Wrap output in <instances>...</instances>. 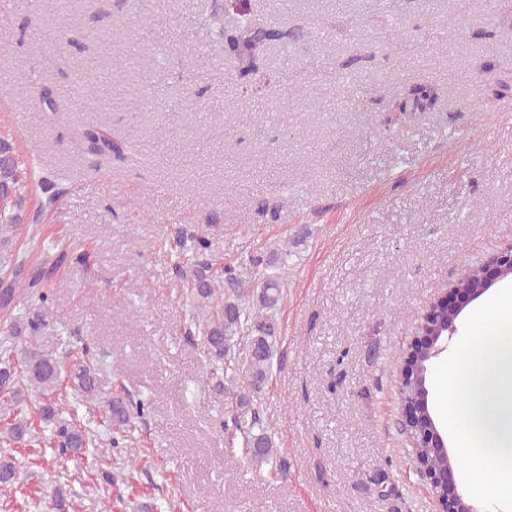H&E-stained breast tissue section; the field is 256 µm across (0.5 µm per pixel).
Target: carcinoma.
Segmentation results:
<instances>
[{
    "label": "carcinoma",
    "mask_w": 512,
    "mask_h": 512,
    "mask_svg": "<svg viewBox=\"0 0 512 512\" xmlns=\"http://www.w3.org/2000/svg\"><path fill=\"white\" fill-rule=\"evenodd\" d=\"M279 0L268 11L244 8L235 12L231 27L224 26L219 9L204 18L214 33L220 65L227 82L242 92L258 87L264 79V55L268 47H295L294 35L284 29L275 13ZM388 41L401 37L396 18L382 12L376 21ZM439 98L438 89L429 84L411 85L399 94L393 108L397 112H427ZM82 138L99 155L121 153L122 144L90 128ZM54 183L46 176L33 181L25 176L13 143L0 140V491L19 483L22 466L12 447L40 443L41 432L49 431L58 457L79 456L88 450L100 451L94 430L61 419L63 412L78 405L102 407V418L113 428L109 447L127 443L135 420L142 419L149 405L143 399L126 394L110 397L103 390L106 368L96 354L85 348L80 356L66 364L54 351L32 345L56 317L54 291L48 287L44 265H31L26 255L11 249L12 240L23 232L25 208L29 196L41 191L54 201L49 191ZM175 276L190 284V296L204 308L214 309L211 316L191 315L185 336L201 345L209 367L206 379L219 396L229 395L235 414L223 422L224 434L233 442L241 439L242 453L257 469L268 467L270 475L288 480V463L264 423L259 394L269 380L279 340V328L272 311L284 299L285 270L290 253L269 257L253 256L249 266L258 284L248 287L236 267L223 266L222 279L214 275L218 258L208 233L187 234L175 231ZM231 293L224 294V287ZM246 338L245 344L239 339ZM29 346L18 352L16 340ZM39 392L42 404L33 413L22 409L24 391ZM415 453L432 470H445L447 456L439 448H417Z\"/></svg>",
    "instance_id": "obj_1"
}]
</instances>
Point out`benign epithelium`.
<instances>
[{
  "instance_id": "obj_1",
  "label": "benign epithelium",
  "mask_w": 512,
  "mask_h": 512,
  "mask_svg": "<svg viewBox=\"0 0 512 512\" xmlns=\"http://www.w3.org/2000/svg\"><path fill=\"white\" fill-rule=\"evenodd\" d=\"M477 287H465L462 281L467 275H462L448 285V290L435 298L421 316L418 331L404 352L408 360L416 353H422L427 361L438 357L447 348V343L457 332L456 320L463 310L480 298L497 282L512 275V242L500 247L489 259L475 266ZM448 316V330L436 332L432 322L443 316ZM399 401L401 408V430L406 434L411 447L444 448L446 443L441 431L432 418H427L424 424H418L414 407L424 400V389L421 375L410 366H403L399 373ZM456 467L448 462V470L440 476L429 470H421L422 479L430 486L440 485V494L436 496L437 512H477L475 506L464 500L455 478Z\"/></svg>"
}]
</instances>
